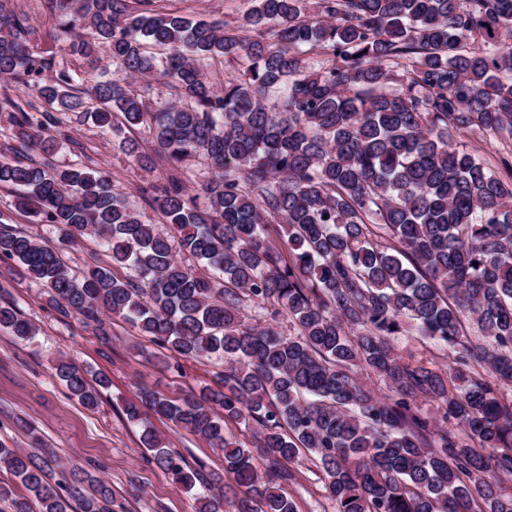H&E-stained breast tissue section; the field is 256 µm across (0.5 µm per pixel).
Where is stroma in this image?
I'll return each instance as SVG.
<instances>
[{"label":"stroma","mask_w":512,"mask_h":512,"mask_svg":"<svg viewBox=\"0 0 512 512\" xmlns=\"http://www.w3.org/2000/svg\"><path fill=\"white\" fill-rule=\"evenodd\" d=\"M176 4L190 16L218 18L232 26L240 25L251 7L250 0H176ZM63 129L65 135L57 139L54 150L56 166L72 163L73 145L79 142L87 147L93 167L111 171L125 191L137 192L155 180V173L139 169L119 141L93 124L67 120ZM0 296L15 302L38 329L30 342L0 331V441L30 449L25 427L33 425L64 466H82L107 481L124 512H198L195 493L174 484L166 471L149 463V452L139 443L141 428H155L166 448L208 472L223 470L220 451L152 415L145 425L129 423L125 408L136 402L142 387L172 398L200 393L212 385L214 366L160 348L117 318L109 343H101L92 329L51 308L35 285L16 274L10 261L0 262ZM62 358L108 378L96 409L84 408L57 378L55 365ZM291 493L300 512H336L311 464L303 465Z\"/></svg>","instance_id":"obj_1"}]
</instances>
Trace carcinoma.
Instances as JSON below:
<instances>
[{"instance_id":"1","label":"carcinoma","mask_w":512,"mask_h":512,"mask_svg":"<svg viewBox=\"0 0 512 512\" xmlns=\"http://www.w3.org/2000/svg\"><path fill=\"white\" fill-rule=\"evenodd\" d=\"M16 2L0 0V112L18 143L0 151V187L57 246L0 212V260L104 340L119 317L223 366L198 396L144 387L126 407L222 451L224 473L205 477L141 432L175 483L201 487L199 512L230 497L232 512H299L287 487L303 461L336 512H512V166L497 175L453 141L512 140V0H316L312 16L304 0H251L245 35L163 0H42L60 56L27 44ZM102 45L125 79L91 83L63 61ZM226 58L237 74L219 84ZM129 78L174 100L153 106ZM67 114L168 170L139 190L154 216L80 143L53 166ZM141 129L151 153L129 137ZM190 161L207 171L197 185ZM85 235L130 275L74 273L62 251ZM0 330L37 335L7 303ZM402 336L449 347L448 369L406 359ZM57 374L89 409L108 383L64 359ZM57 467L48 448L1 441L0 502L114 512L110 486L85 470L55 486Z\"/></svg>"}]
</instances>
